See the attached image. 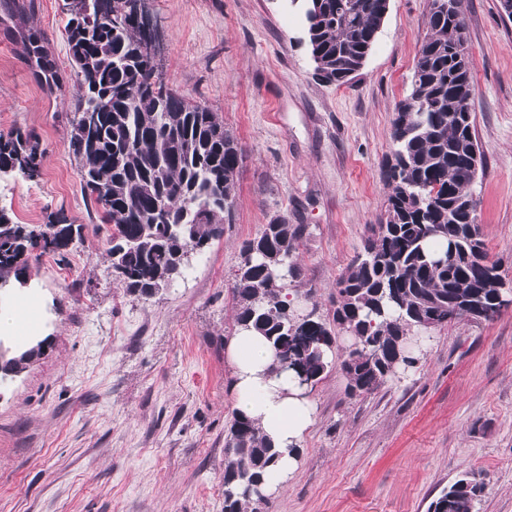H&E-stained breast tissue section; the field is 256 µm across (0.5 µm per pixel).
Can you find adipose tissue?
Returning a JSON list of instances; mask_svg holds the SVG:
<instances>
[{
  "label": "adipose tissue",
  "mask_w": 512,
  "mask_h": 512,
  "mask_svg": "<svg viewBox=\"0 0 512 512\" xmlns=\"http://www.w3.org/2000/svg\"><path fill=\"white\" fill-rule=\"evenodd\" d=\"M226 355L233 370L237 411L254 419L279 451L261 492L279 493L300 464L298 451L316 423L315 403L292 376L270 374L274 352L259 334L238 331Z\"/></svg>",
  "instance_id": "obj_1"
}]
</instances>
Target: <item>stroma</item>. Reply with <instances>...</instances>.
<instances>
[{"label":"stroma","mask_w":512,"mask_h":512,"mask_svg":"<svg viewBox=\"0 0 512 512\" xmlns=\"http://www.w3.org/2000/svg\"><path fill=\"white\" fill-rule=\"evenodd\" d=\"M162 80L221 113L243 163L224 236L192 254L150 299L112 279L100 210L69 150L73 81L47 96L20 30L69 70L63 0H0V132L37 133L35 180L0 179V209L20 224L81 226L66 261L36 263L0 312L36 323L0 340V512H224V448L236 412L226 345L245 240L281 215L304 225L301 314L331 321L336 280L386 217L384 162L410 90L428 0H390L358 76L318 81L299 0H148ZM485 154L474 191L489 257L512 281V21L499 0H466ZM340 369L311 391L317 421L288 486L267 512H427L461 474L485 484L475 512H512V306L493 321L431 329L411 371L352 397ZM42 354L43 344L42 342H39L35 346L22 351L21 354L7 359L0 365V377L2 373L4 375H8L10 373L20 372L21 370L25 369L26 364H29L34 359L39 358Z\"/></svg>","instance_id":"stroma-1"}]
</instances>
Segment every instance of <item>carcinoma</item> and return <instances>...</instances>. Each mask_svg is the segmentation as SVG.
Returning a JSON list of instances; mask_svg holds the SVG:
<instances>
[{"label":"carcinoma","mask_w":512,"mask_h":512,"mask_svg":"<svg viewBox=\"0 0 512 512\" xmlns=\"http://www.w3.org/2000/svg\"><path fill=\"white\" fill-rule=\"evenodd\" d=\"M315 77L349 84L371 52L389 0H302ZM455 0H429L427 33L414 58L410 93L392 121L384 222L370 228L363 252L336 280L332 322L294 313L288 289L298 278L292 259L303 225L278 216L244 242L233 291L234 327L263 336L275 354L272 372L291 370L318 384L334 362L341 334L353 343L339 366L351 397L377 389L388 375L416 362L412 341L467 316L492 321L505 285L490 260L478 222L473 184L484 155L475 134L474 79L466 28ZM78 85L69 148L84 193L109 225L112 275L126 292L148 299L183 273L190 254L224 236L237 190L242 148L208 105L164 83L142 52L131 15L69 16L65 25ZM28 60L47 93L63 90L56 59L42 38L24 37ZM94 109L96 126L83 115ZM43 151L31 130L0 132V174L33 180ZM56 223L18 224L0 210V288L27 281L32 261L65 260L81 227L62 237ZM43 354V344L0 363L18 373ZM224 512H264L260 488L278 456L260 426L237 412L224 448ZM483 483L465 473L443 488L428 512H474Z\"/></svg>","instance_id":"1"}]
</instances>
